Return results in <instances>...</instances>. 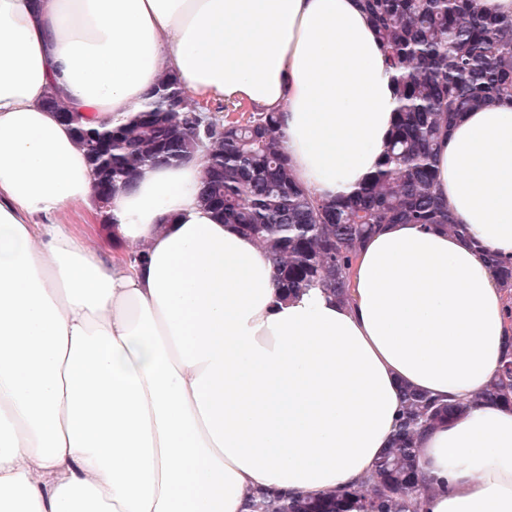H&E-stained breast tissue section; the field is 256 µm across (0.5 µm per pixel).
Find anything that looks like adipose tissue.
Returning <instances> with one entry per match:
<instances>
[{
    "instance_id": "obj_1",
    "label": "adipose tissue",
    "mask_w": 512,
    "mask_h": 512,
    "mask_svg": "<svg viewBox=\"0 0 512 512\" xmlns=\"http://www.w3.org/2000/svg\"><path fill=\"white\" fill-rule=\"evenodd\" d=\"M165 73L198 105L279 113L323 199L375 172L398 107L360 0H0V512L316 497L373 472L407 387L467 404L418 438L424 512H512V406L473 401L512 353V291L483 260L512 259V107L442 141L436 192L463 232L385 225L341 303L283 296L201 204L200 160L99 209L47 100L117 122Z\"/></svg>"
}]
</instances>
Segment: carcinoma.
I'll return each instance as SVG.
<instances>
[{
    "label": "carcinoma",
    "instance_id": "obj_1",
    "mask_svg": "<svg viewBox=\"0 0 512 512\" xmlns=\"http://www.w3.org/2000/svg\"><path fill=\"white\" fill-rule=\"evenodd\" d=\"M362 3L387 64L399 74V108L382 164L355 195L321 199L295 180L278 113L240 119L210 114L199 122L188 108L170 104L175 96L188 99L170 75L138 112L111 128L88 126L48 97L58 118L74 126L101 208L147 169L198 157L201 201L271 256L279 288L291 294L321 287L340 302L348 300L358 245L381 225L462 231L435 192L436 148L463 113L512 106V16L487 14L478 0ZM486 261L502 287L512 289V265L490 255ZM474 401L512 404L511 360ZM466 407L406 389L390 446L369 479L312 498L252 493L249 512H424L418 435Z\"/></svg>",
    "mask_w": 512,
    "mask_h": 512
}]
</instances>
